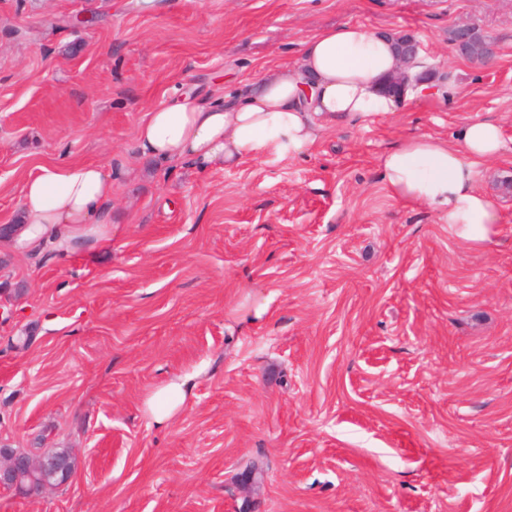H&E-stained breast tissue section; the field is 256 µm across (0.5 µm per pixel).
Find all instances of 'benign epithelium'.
I'll return each instance as SVG.
<instances>
[{
  "instance_id": "1",
  "label": "benign epithelium",
  "mask_w": 512,
  "mask_h": 512,
  "mask_svg": "<svg viewBox=\"0 0 512 512\" xmlns=\"http://www.w3.org/2000/svg\"><path fill=\"white\" fill-rule=\"evenodd\" d=\"M477 32L478 29L471 23L458 26L451 31V43L455 49L464 50L474 43ZM73 475L69 460L64 456L50 468L43 458H35L0 443L1 490H13L27 497H38L58 486V481L71 480Z\"/></svg>"
}]
</instances>
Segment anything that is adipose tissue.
Returning a JSON list of instances; mask_svg holds the SVG:
<instances>
[{"label":"adipose tissue","instance_id":"obj_1","mask_svg":"<svg viewBox=\"0 0 512 512\" xmlns=\"http://www.w3.org/2000/svg\"><path fill=\"white\" fill-rule=\"evenodd\" d=\"M405 67L389 34L346 24L319 30L303 44L297 64L264 70L224 100L181 96L148 112L138 128L142 155L163 163H186L204 171L234 166L271 153L300 156L329 124L380 116L399 107L381 85ZM500 126L465 123L456 143L429 136L409 137L380 159L392 194L438 211L459 236L489 239L500 217L476 187V165L499 155ZM112 174L94 162L39 166L24 181L20 218L13 241L23 250H77L95 257L119 231L112 223ZM194 385L192 376L171 379L146 402L156 424L169 420Z\"/></svg>","mask_w":512,"mask_h":512}]
</instances>
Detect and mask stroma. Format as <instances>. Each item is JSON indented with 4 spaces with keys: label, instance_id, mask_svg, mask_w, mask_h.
Listing matches in <instances>:
<instances>
[{
    "label": "stroma",
    "instance_id": "stroma-1",
    "mask_svg": "<svg viewBox=\"0 0 512 512\" xmlns=\"http://www.w3.org/2000/svg\"><path fill=\"white\" fill-rule=\"evenodd\" d=\"M467 22L486 65L448 40ZM346 23L413 34L454 97L329 125L301 157L139 153L152 109ZM483 119L505 147L477 166L500 216L477 243L396 198L379 159ZM53 161L111 170L121 232L94 260L0 241V442L76 458L0 512H512V0H0V225ZM191 372L152 423L146 400ZM193 379L190 375L175 377L146 401L145 412L152 421L162 425L171 418L194 386Z\"/></svg>",
    "mask_w": 512,
    "mask_h": 512
}]
</instances>
